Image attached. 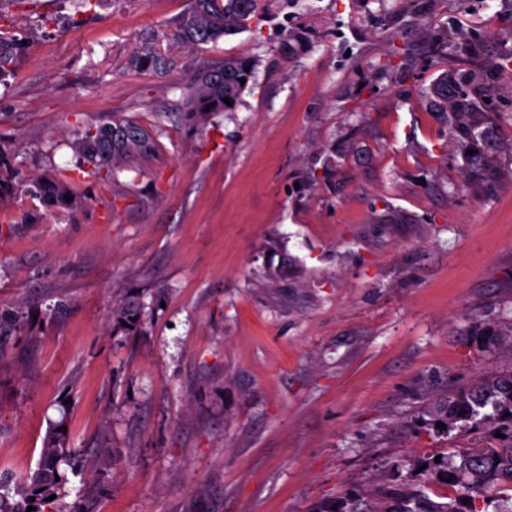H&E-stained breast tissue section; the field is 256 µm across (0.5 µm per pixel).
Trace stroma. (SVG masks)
Returning <instances> with one entry per match:
<instances>
[{
    "mask_svg": "<svg viewBox=\"0 0 512 512\" xmlns=\"http://www.w3.org/2000/svg\"><path fill=\"white\" fill-rule=\"evenodd\" d=\"M192 6L0 0L28 40L0 85L22 181L74 168L81 126H152L201 61L255 64L234 111L167 123L147 174L76 177L73 212L0 202V473L65 420L54 512H316L471 446L484 428L449 439L430 410L512 369L473 341L512 334V0H258L201 50ZM148 50L164 69L134 67ZM451 112L452 126L462 132L477 128L484 120L476 104L466 98L456 99L452 104Z\"/></svg>",
    "mask_w": 512,
    "mask_h": 512,
    "instance_id": "35a3bbf8",
    "label": "stroma"
}]
</instances>
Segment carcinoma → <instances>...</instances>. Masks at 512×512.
<instances>
[{
	"label": "carcinoma",
	"instance_id": "obj_1",
	"mask_svg": "<svg viewBox=\"0 0 512 512\" xmlns=\"http://www.w3.org/2000/svg\"><path fill=\"white\" fill-rule=\"evenodd\" d=\"M257 0H194V8L181 23V38L192 49L215 44L219 39L245 27L255 17ZM24 42L14 31L0 28V84L15 75ZM251 66L244 57H227L218 63H208L196 69L185 83L183 96L175 104L153 107L154 128L147 129L133 120L114 116L96 126L79 131L74 144L82 163L76 169L90 177L115 179L117 173H141L154 159L157 137L165 130V122L179 110L185 120L203 123L219 112H231L238 104L247 84L240 79L252 78ZM230 99L227 105L224 99ZM452 126L468 132L484 120L476 104L460 98L452 104ZM39 197L51 208L75 210L82 199L72 195L68 171L53 175L34 176L28 182L16 179L14 156L0 150V202L19 189ZM118 321L133 327V318L140 317L138 306L128 300L115 308ZM476 349H504L512 355V336L485 333L473 337ZM49 423L36 470L27 474L14 487L0 478V512H42L46 498L59 494L61 482L56 480L63 461V446L67 435L61 431L67 417ZM455 427H467L484 420H493L483 440L470 448H458L435 461L430 456L413 464V474L400 482L378 479L376 489H363L350 494L319 512H482L495 505L494 512H512V371L503 375L479 379L465 388L453 391L430 411L429 425L437 432L450 433L448 417ZM444 428H439V425ZM437 483L446 492L433 499L427 493L430 484Z\"/></svg>",
	"mask_w": 512,
	"mask_h": 512
}]
</instances>
